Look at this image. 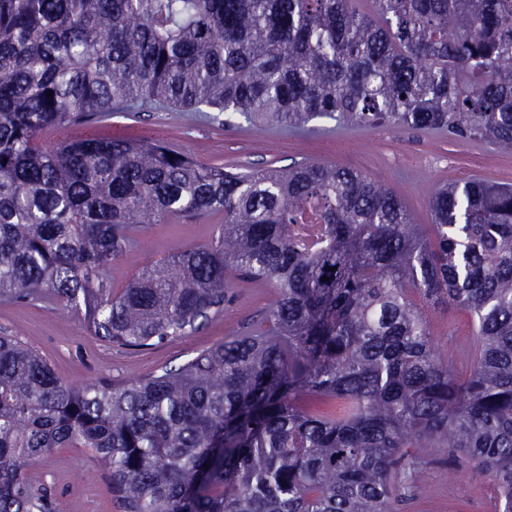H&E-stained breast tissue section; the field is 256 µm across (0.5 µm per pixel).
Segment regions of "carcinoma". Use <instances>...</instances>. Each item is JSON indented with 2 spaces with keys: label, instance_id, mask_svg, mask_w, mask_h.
I'll return each mask as SVG.
<instances>
[{
  "label": "carcinoma",
  "instance_id": "cac0c4a2",
  "mask_svg": "<svg viewBox=\"0 0 512 512\" xmlns=\"http://www.w3.org/2000/svg\"><path fill=\"white\" fill-rule=\"evenodd\" d=\"M357 2L0 0V301L52 302L142 350L202 329L237 280L277 293L265 323L124 383L65 381L1 333L0 512H54L29 471L57 448L87 449L121 512H396L431 448L512 512V187L444 185L416 224L354 169L40 143L69 117L164 106L512 152V0ZM216 213L217 235L112 289L145 226ZM438 308L473 321L452 360Z\"/></svg>",
  "mask_w": 512,
  "mask_h": 512
}]
</instances>
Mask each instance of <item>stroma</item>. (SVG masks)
Listing matches in <instances>:
<instances>
[{"label":"stroma","mask_w":512,"mask_h":512,"mask_svg":"<svg viewBox=\"0 0 512 512\" xmlns=\"http://www.w3.org/2000/svg\"><path fill=\"white\" fill-rule=\"evenodd\" d=\"M161 140L200 162L227 167H285L316 161L362 171L392 188L403 199L415 223L431 221L430 198L448 182L480 181L512 186V154L493 146L449 140L412 128L368 129L322 118L305 128L261 126L240 113L171 112L143 108L88 123H68L41 135L55 148L65 139L88 134ZM218 218L171 219L144 231L146 249L115 260L110 269L114 289L123 288L142 268L179 250L206 242ZM234 298L223 313L198 332L177 337L150 350H121L90 335L82 320L43 304L0 303V329L20 330L26 340L74 383L107 377L121 383L177 366L202 349L259 319L272 306V288L236 282ZM447 455H429L406 493L402 512H493L497 493L491 478L461 466L449 480ZM82 448L56 449L33 469L34 478L54 497L58 512H119L106 490L104 475Z\"/></svg>","instance_id":"1"}]
</instances>
